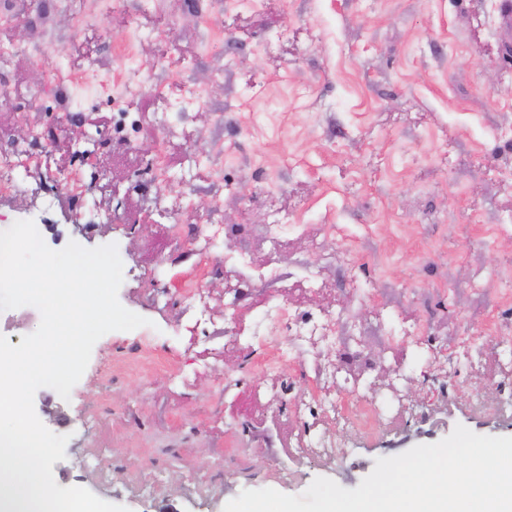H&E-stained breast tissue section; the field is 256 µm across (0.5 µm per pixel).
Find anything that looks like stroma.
Wrapping results in <instances>:
<instances>
[{
  "label": "stroma",
  "instance_id": "obj_1",
  "mask_svg": "<svg viewBox=\"0 0 512 512\" xmlns=\"http://www.w3.org/2000/svg\"><path fill=\"white\" fill-rule=\"evenodd\" d=\"M124 2L10 0L0 25L15 48L0 70V157L54 139L0 196V232L30 220L54 250L116 244L118 299L147 320L95 343L69 399L36 392L39 419L68 438L57 484L129 512H223L246 489L299 495L318 477L356 488L376 459L459 424L512 436V410L473 407L512 390V370L432 356L512 325L499 278L512 271L499 0ZM88 11L95 26L75 24ZM189 89L198 101H184ZM219 226L226 236L211 237ZM190 234L210 235L204 255L184 249ZM237 247L249 268L225 263ZM255 268L277 275L258 281ZM272 295L299 316L345 314L334 345L304 344L273 377L255 353L223 352L232 323L260 328ZM392 319L420 325L424 345L392 350ZM340 360L345 372L327 380L337 402L395 396L408 410L375 434L336 427L342 459L294 456L313 430L289 399ZM253 391L254 406L243 401Z\"/></svg>",
  "mask_w": 512,
  "mask_h": 512
}]
</instances>
